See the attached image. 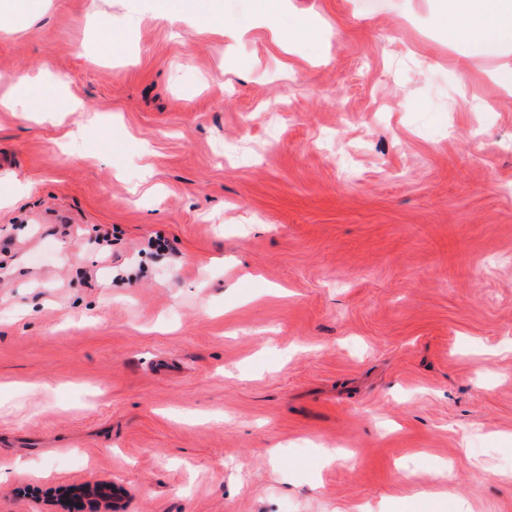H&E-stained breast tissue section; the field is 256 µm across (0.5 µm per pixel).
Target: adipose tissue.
<instances>
[{
  "label": "adipose tissue",
  "instance_id": "adipose-tissue-1",
  "mask_svg": "<svg viewBox=\"0 0 512 512\" xmlns=\"http://www.w3.org/2000/svg\"><path fill=\"white\" fill-rule=\"evenodd\" d=\"M450 40L480 44L496 60V84L512 90V0H448Z\"/></svg>",
  "mask_w": 512,
  "mask_h": 512
}]
</instances>
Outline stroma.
<instances>
[{"label":"stroma","instance_id":"35a3bbf8","mask_svg":"<svg viewBox=\"0 0 512 512\" xmlns=\"http://www.w3.org/2000/svg\"><path fill=\"white\" fill-rule=\"evenodd\" d=\"M172 2L0 0V512H512L492 62L443 0Z\"/></svg>","mask_w":512,"mask_h":512}]
</instances>
